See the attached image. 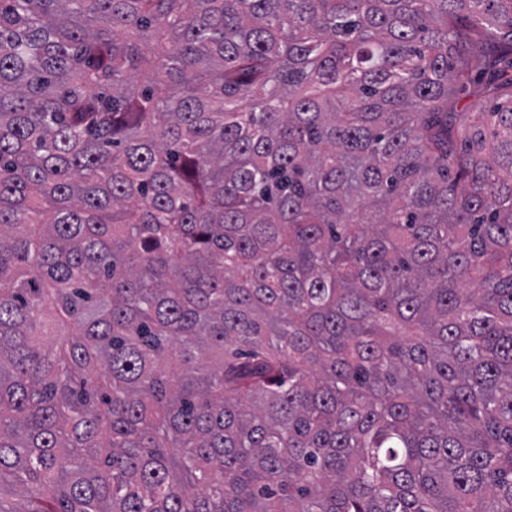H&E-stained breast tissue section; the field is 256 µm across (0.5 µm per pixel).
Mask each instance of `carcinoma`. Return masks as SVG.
I'll use <instances>...</instances> for the list:
<instances>
[{
	"label": "carcinoma",
	"mask_w": 512,
	"mask_h": 512,
	"mask_svg": "<svg viewBox=\"0 0 512 512\" xmlns=\"http://www.w3.org/2000/svg\"><path fill=\"white\" fill-rule=\"evenodd\" d=\"M0 512H512V0H0Z\"/></svg>",
	"instance_id": "cac0c4a2"
}]
</instances>
